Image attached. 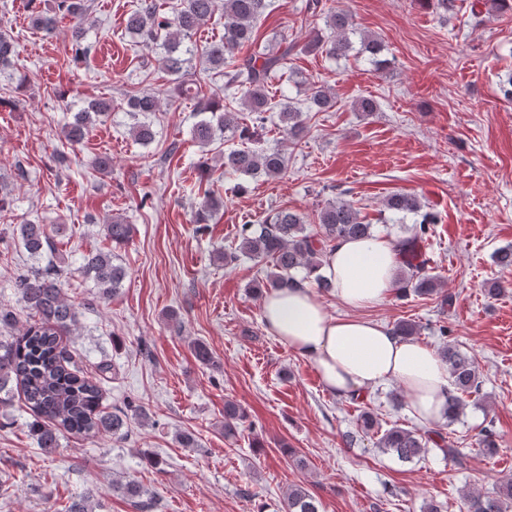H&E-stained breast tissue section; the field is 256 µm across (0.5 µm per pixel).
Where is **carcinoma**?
<instances>
[{"label": "carcinoma", "mask_w": 512, "mask_h": 512, "mask_svg": "<svg viewBox=\"0 0 512 512\" xmlns=\"http://www.w3.org/2000/svg\"><path fill=\"white\" fill-rule=\"evenodd\" d=\"M29 16L32 28L47 35L54 33L58 19L67 16L74 21L72 46L75 54L86 55L91 45L86 42L83 20L89 10L88 0H54L53 7L41 8L37 0ZM218 0H180L167 14L159 9L155 0H137L135 9L127 19V28L139 36L142 48L154 51L160 46L157 62L168 74L175 76V85L164 93L170 98H193L196 111L202 118L192 128L193 139L208 144L223 132H230L239 139L248 138V129L239 126L232 112L224 109L225 93L237 90L242 93L241 105L263 119L267 112H278L282 131L298 137L305 131L301 111L288 104L283 97L275 100L269 86L278 73L288 67V57L293 55L296 44L287 37L274 39L245 56L236 52L244 46L258 44L255 22L269 7V0H224V37L202 45L193 40L199 28L212 17ZM307 12L325 17L331 37L324 40L313 37L305 49L323 52L329 56H342L350 47L353 33L351 16L345 11L326 8L323 0H307ZM18 55V44L4 30H0V70L11 67ZM199 63L202 69L194 67ZM224 78L218 83L215 76ZM161 92H126V106L135 119L131 132L142 144L154 138L153 123L149 115L159 111ZM334 105L331 96L322 90L309 98V111L323 112ZM112 110V101L98 99L80 112L64 129L69 145L81 143L89 127ZM224 168L247 176L279 177L285 170V158L276 149L255 151L248 147L231 148L224 153ZM203 192L202 202L196 212L195 223L208 224L220 210L222 202L203 182L194 186ZM421 209L417 197L405 193L390 195L385 210L391 213L417 212ZM320 231L309 233L304 216L290 209L271 211L261 224H245L238 245L230 252L221 253L229 264L245 256L253 259H270L273 270L252 285L254 289L268 291L300 285L295 272L303 269L305 278H314L324 291L331 284L317 274L324 264L329 244L341 239H362L373 236V225L364 222L353 202L336 200L324 205L317 214ZM437 216L431 212L420 215L419 225L413 235L397 240L402 269L397 278V291L405 296L439 293L440 280L427 272L428 260L422 257L420 243L427 239ZM20 243L32 259L39 262L56 250V244L45 225L29 223L19 227ZM134 227L121 216L104 225V234L117 249L133 235ZM81 270L92 277L104 298L122 286L127 278L126 268L112 252L91 251L83 256ZM13 287L20 295L24 308L38 317L25 327L20 335L0 341V392L9 384L19 387L26 404L33 414L30 431L38 448L51 454L58 447L60 435L68 432L95 438L102 434H120L128 428L133 418H144L146 412L136 407L133 413L108 412L101 407V389L96 381L85 376L72 362L70 353L61 346L60 336L77 324V311L64 293L60 270L50 263L35 267L18 275ZM441 360L447 364L455 394L448 402L451 417H457L465 407L463 396L477 393L481 387L478 369L472 357L457 346L445 344L439 349ZM245 414L233 401L224 402V436L237 433L238 422ZM360 429L380 434L377 447L391 452L399 460L409 462L423 457L428 443L435 444L443 456L459 467L467 465L468 456L441 430L423 431L393 425L380 430V424L367 410L358 418ZM285 512H319L318 503L302 486L288 490L284 500ZM512 508V480H507L488 494L466 496L467 512H508Z\"/></svg>", "instance_id": "cac0c4a2"}]
</instances>
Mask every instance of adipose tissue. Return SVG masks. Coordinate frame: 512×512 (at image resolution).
Masks as SVG:
<instances>
[{
    "instance_id": "ef3b65f1",
    "label": "adipose tissue",
    "mask_w": 512,
    "mask_h": 512,
    "mask_svg": "<svg viewBox=\"0 0 512 512\" xmlns=\"http://www.w3.org/2000/svg\"><path fill=\"white\" fill-rule=\"evenodd\" d=\"M398 270L399 251L392 239L377 235L337 241L321 272L350 315L332 316L310 289L293 287L265 294L261 319L272 336L314 365L332 396L347 399L395 384L409 395L421 422L435 429L448 421L453 386L447 366L432 347L356 315L393 294Z\"/></svg>"
}]
</instances>
